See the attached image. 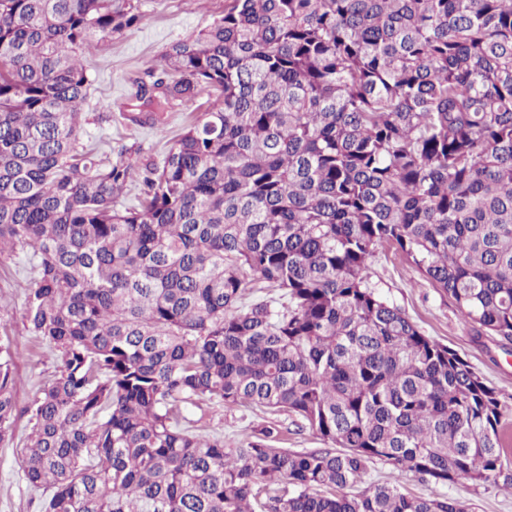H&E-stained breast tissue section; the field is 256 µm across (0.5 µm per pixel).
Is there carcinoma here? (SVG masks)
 Segmentation results:
<instances>
[{"label":"carcinoma","instance_id":"1","mask_svg":"<svg viewBox=\"0 0 512 512\" xmlns=\"http://www.w3.org/2000/svg\"><path fill=\"white\" fill-rule=\"evenodd\" d=\"M141 21L140 0H0V254L29 257L26 327L63 359L21 411L0 346V442L30 415L45 512H468L407 472L512 491V406L370 284L393 247L512 344V0H225L120 113L163 133L216 96L159 162L81 138L85 55ZM197 399L327 447L267 426L226 448L174 420ZM378 460L393 480L349 492Z\"/></svg>","mask_w":512,"mask_h":512}]
</instances>
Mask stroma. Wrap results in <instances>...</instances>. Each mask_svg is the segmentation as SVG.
<instances>
[{
    "label": "stroma",
    "mask_w": 512,
    "mask_h": 512,
    "mask_svg": "<svg viewBox=\"0 0 512 512\" xmlns=\"http://www.w3.org/2000/svg\"><path fill=\"white\" fill-rule=\"evenodd\" d=\"M143 20L136 27L96 40L85 64L92 80L85 106L84 143L111 151L131 147L136 158H158L167 136L179 132L195 113L207 108L203 100L185 101L170 110L166 134L135 129L121 122L118 112L133 90L132 82L150 65H161L169 45L223 17L224 0H141ZM112 111L109 123H97L98 113ZM31 282L28 258L17 252L0 256V342L10 343L17 354L16 397L28 406L41 388L56 376L62 361L58 351L26 328L23 318ZM370 283L390 304L404 311L426 336L448 345L468 360L502 397L512 398V353L496 340L475 339L462 323L454 304L427 281L394 249L377 251L371 262ZM181 414L196 433L223 439L225 447L245 445L259 430L276 424L275 446L298 451L321 447L319 437L298 429L292 416L270 414L251 407L224 408L218 401L182 404ZM30 431L27 418H19L12 440L0 443V512H42L47 493L32 488L23 473V448ZM412 495H445L463 501L469 512H512V493L485 485L472 487L461 480L440 486L414 474L402 476Z\"/></svg>",
    "instance_id": "stroma-1"
}]
</instances>
